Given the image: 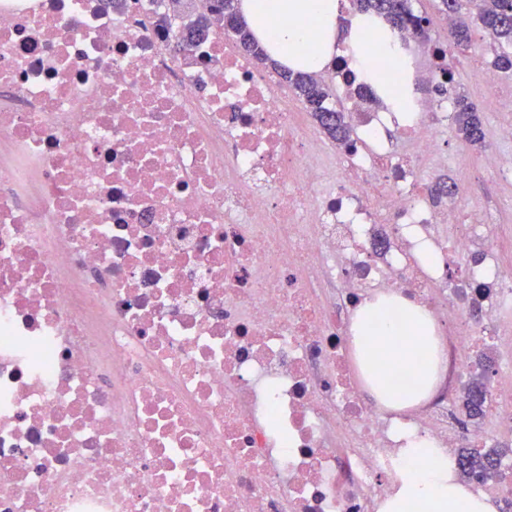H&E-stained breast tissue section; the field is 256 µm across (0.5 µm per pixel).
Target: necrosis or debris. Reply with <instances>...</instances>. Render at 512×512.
I'll list each match as a JSON object with an SVG mask.
<instances>
[{"instance_id":"1","label":"necrosis or debris","mask_w":512,"mask_h":512,"mask_svg":"<svg viewBox=\"0 0 512 512\" xmlns=\"http://www.w3.org/2000/svg\"><path fill=\"white\" fill-rule=\"evenodd\" d=\"M169 0H0V512H377L409 435L455 454L512 426L364 401L350 319L424 305L461 369L512 348V271L481 208L428 204L443 102L337 149L231 36Z\"/></svg>"}]
</instances>
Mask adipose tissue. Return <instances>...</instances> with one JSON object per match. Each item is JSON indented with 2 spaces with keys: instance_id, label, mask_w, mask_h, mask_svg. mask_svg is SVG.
I'll return each mask as SVG.
<instances>
[{
  "instance_id": "obj_1",
  "label": "adipose tissue",
  "mask_w": 512,
  "mask_h": 512,
  "mask_svg": "<svg viewBox=\"0 0 512 512\" xmlns=\"http://www.w3.org/2000/svg\"><path fill=\"white\" fill-rule=\"evenodd\" d=\"M346 0H242L248 27L269 57L294 72H317L341 54L354 69L373 74V56L387 70H402L397 37L383 30L376 54L361 43L377 18L352 16L344 42L336 33ZM355 356L367 395L389 410L401 411L435 398L452 376L448 344L431 314L414 300L380 295L363 303L352 322ZM409 465L381 512H495L487 498L459 480L443 453L423 437L409 439L403 450Z\"/></svg>"
}]
</instances>
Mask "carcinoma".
Segmentation results:
<instances>
[{"mask_svg": "<svg viewBox=\"0 0 512 512\" xmlns=\"http://www.w3.org/2000/svg\"><path fill=\"white\" fill-rule=\"evenodd\" d=\"M234 0H212L209 20L198 19L184 27L182 42L189 44L206 35L209 26L217 23L231 34L238 47L256 62H266L264 49L254 41L242 18L234 10ZM354 8L362 13L382 17L392 30L399 33L412 28L417 36H424L429 20L415 14L410 0H353ZM476 9V18L493 42L495 50L493 64L502 71L512 69V0H471ZM472 33L468 23L459 21L448 31L446 44L432 46V55L444 59L451 51L465 52L470 49ZM278 76L301 97L306 108L325 133L336 143L347 142L353 126L347 114L329 103L333 91L325 80L311 74H292L288 70ZM455 123L457 133L471 146H480L484 141L482 121L474 107L462 96L455 98ZM485 393L481 384L475 382L469 390L465 410L475 419L485 412ZM505 448H462L459 450L457 467L467 476L493 477L499 471L500 457Z\"/></svg>", "mask_w": 512, "mask_h": 512, "instance_id": "1", "label": "carcinoma"}]
</instances>
